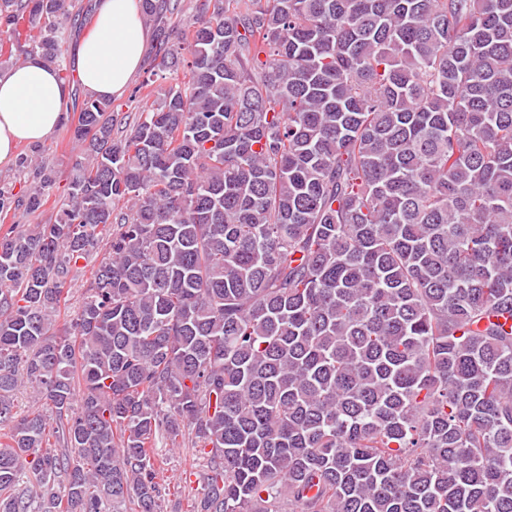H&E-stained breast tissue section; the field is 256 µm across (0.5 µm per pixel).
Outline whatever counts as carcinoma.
Wrapping results in <instances>:
<instances>
[{
	"label": "carcinoma",
	"instance_id": "cac0c4a2",
	"mask_svg": "<svg viewBox=\"0 0 512 512\" xmlns=\"http://www.w3.org/2000/svg\"><path fill=\"white\" fill-rule=\"evenodd\" d=\"M141 8L173 83L84 99L62 188L19 159L64 201L0 232V512H166L187 434L190 512H512V0ZM63 15L0 52L67 70ZM99 259L100 254L93 252L86 262H80L79 267H81V269L73 274V278L70 283V298L67 303V309H61V316L58 320L59 325L63 323V318H66V315H68V318H72V316L78 311L83 302L87 281L91 276L92 270L97 266ZM83 266H85V268H82ZM180 448H172L163 439H159L156 448L160 456L164 457L166 464L159 472L158 482L170 490L168 498V512H189L188 505L194 497L201 496L202 482L200 474L205 469V461L200 448H192L185 442Z\"/></svg>",
	"mask_w": 512,
	"mask_h": 512
}]
</instances>
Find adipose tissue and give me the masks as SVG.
Wrapping results in <instances>:
<instances>
[{"mask_svg": "<svg viewBox=\"0 0 512 512\" xmlns=\"http://www.w3.org/2000/svg\"><path fill=\"white\" fill-rule=\"evenodd\" d=\"M140 0H99L93 31L78 48V76L90 95L123 96L139 70L147 40ZM71 87L41 56L0 74V166L25 143L44 141L66 121Z\"/></svg>", "mask_w": 512, "mask_h": 512, "instance_id": "adipose-tissue-1", "label": "adipose tissue"}]
</instances>
